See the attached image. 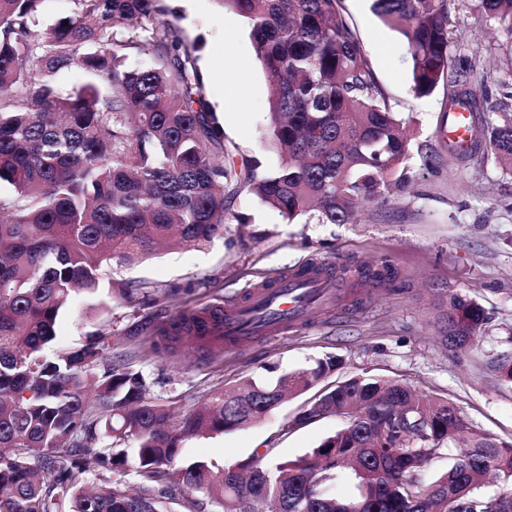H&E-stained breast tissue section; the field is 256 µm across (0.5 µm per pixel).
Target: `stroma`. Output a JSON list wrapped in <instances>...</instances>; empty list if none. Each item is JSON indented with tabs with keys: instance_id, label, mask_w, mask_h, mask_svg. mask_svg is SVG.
<instances>
[{
	"instance_id": "stroma-1",
	"label": "stroma",
	"mask_w": 512,
	"mask_h": 512,
	"mask_svg": "<svg viewBox=\"0 0 512 512\" xmlns=\"http://www.w3.org/2000/svg\"><path fill=\"white\" fill-rule=\"evenodd\" d=\"M163 4L166 20L202 42L198 67L206 98L223 119L226 147L276 167L269 77L255 60L247 20L219 0ZM342 7L392 110L410 119L409 188L385 205L366 206L353 224H291L240 188L225 214L223 238L203 249H168L113 267L104 290L78 297L62 317L54 346L69 348L97 322H111L115 361L141 371L152 396L173 403L181 414L211 391L334 356L340 365L328 383L357 375L400 380L417 392L447 398L475 425L510 440L512 385L486 362L512 348V171L491 154L462 162L441 149L446 86L415 98L399 34L378 19L369 0H342ZM448 32L453 56L476 68L491 100L512 95V34L504 26L480 11L477 0H459ZM232 83L240 86L233 98L226 92ZM241 214L248 226L238 224ZM383 258L405 282V294L389 296L358 277L360 265ZM311 261L330 265L340 277L347 296L338 307L315 313L287 334L257 338L232 351H208L184 340L160 345L154 328L170 315L243 300L247 288ZM130 285L155 290L156 302L128 304L112 297V289ZM459 290L479 302L487 322L467 350L454 354L444 341L441 311L449 292ZM310 399L306 393L245 428L187 440L182 455L237 462L270 438L277 456L304 455L340 424L330 416L282 433V425Z\"/></svg>"
}]
</instances>
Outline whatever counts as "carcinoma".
<instances>
[{
    "label": "carcinoma",
    "instance_id": "obj_1",
    "mask_svg": "<svg viewBox=\"0 0 512 512\" xmlns=\"http://www.w3.org/2000/svg\"><path fill=\"white\" fill-rule=\"evenodd\" d=\"M43 0H0V512H512V441L466 419L450 401L399 380L355 376L327 386L282 432L329 415L343 424L295 459L274 449L219 464L186 459L182 441L260 421L336 369L334 358L247 380L180 418L155 401L142 372L112 367V324L48 353L73 300L98 293L103 271L163 247L224 237L225 189L246 185L288 221L350 224L369 204L405 191L412 154L340 0H218L251 27L270 78L280 162L228 154L224 126L197 68L200 44L162 19V0H72L71 15L32 30ZM455 0H372L406 39L411 90L440 82L450 107L471 112L475 137L461 160L488 152L512 169V120H482L487 92L448 50ZM512 33V0H480ZM121 30L130 34L119 38ZM133 52L151 56L129 66ZM85 83L63 95L57 73ZM361 277L400 295L388 260ZM486 324L478 302L448 293L445 340L466 349ZM487 365L512 384V352ZM136 442V468L123 445ZM458 449L444 472L425 467ZM139 480L129 486L130 473ZM345 491L330 493L332 486Z\"/></svg>",
    "mask_w": 512,
    "mask_h": 512
}]
</instances>
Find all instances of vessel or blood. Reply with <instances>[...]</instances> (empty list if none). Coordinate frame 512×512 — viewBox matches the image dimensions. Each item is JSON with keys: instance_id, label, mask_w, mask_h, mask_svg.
<instances>
[{"instance_id": "obj_1", "label": "vessel or blood", "mask_w": 512, "mask_h": 512, "mask_svg": "<svg viewBox=\"0 0 512 512\" xmlns=\"http://www.w3.org/2000/svg\"><path fill=\"white\" fill-rule=\"evenodd\" d=\"M446 136L460 147L470 145L469 112L460 109L451 113ZM342 298L331 267L309 263L274 284L251 288L240 306H207L188 312L187 319L197 341L228 348L244 344L251 337L286 333L305 322L311 308H328Z\"/></svg>"}]
</instances>
